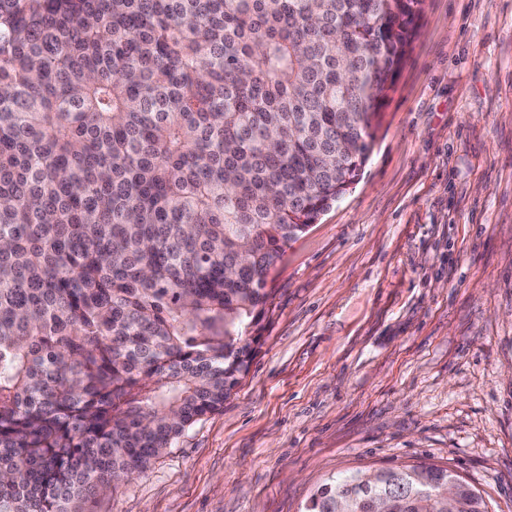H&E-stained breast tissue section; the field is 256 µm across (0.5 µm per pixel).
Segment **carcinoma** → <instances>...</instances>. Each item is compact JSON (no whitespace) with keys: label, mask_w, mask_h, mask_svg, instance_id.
<instances>
[{"label":"carcinoma","mask_w":512,"mask_h":512,"mask_svg":"<svg viewBox=\"0 0 512 512\" xmlns=\"http://www.w3.org/2000/svg\"><path fill=\"white\" fill-rule=\"evenodd\" d=\"M422 4L0 0V512H73L224 407L285 246L369 160ZM365 476L305 512H422L453 473Z\"/></svg>","instance_id":"obj_1"}]
</instances>
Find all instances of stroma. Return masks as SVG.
<instances>
[{
	"instance_id": "35a3bbf8",
	"label": "stroma",
	"mask_w": 512,
	"mask_h": 512,
	"mask_svg": "<svg viewBox=\"0 0 512 512\" xmlns=\"http://www.w3.org/2000/svg\"><path fill=\"white\" fill-rule=\"evenodd\" d=\"M382 113L223 409L83 512H304L333 475L418 463L512 512V0H424Z\"/></svg>"
}]
</instances>
